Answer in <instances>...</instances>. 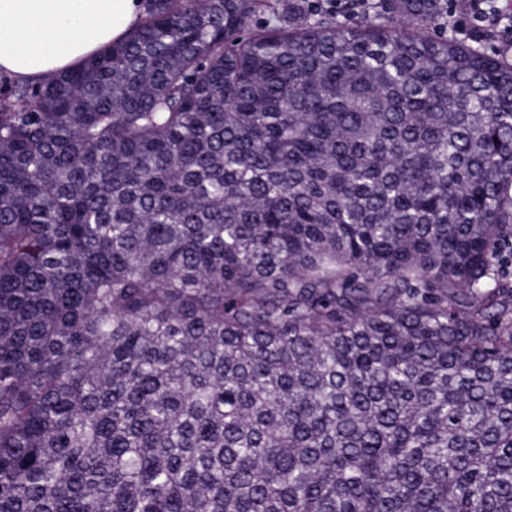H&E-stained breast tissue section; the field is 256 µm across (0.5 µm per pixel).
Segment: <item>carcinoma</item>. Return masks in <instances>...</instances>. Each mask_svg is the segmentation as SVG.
<instances>
[{"label": "carcinoma", "instance_id": "1", "mask_svg": "<svg viewBox=\"0 0 512 512\" xmlns=\"http://www.w3.org/2000/svg\"><path fill=\"white\" fill-rule=\"evenodd\" d=\"M441 10L5 82L0 512H512V64Z\"/></svg>", "mask_w": 512, "mask_h": 512}]
</instances>
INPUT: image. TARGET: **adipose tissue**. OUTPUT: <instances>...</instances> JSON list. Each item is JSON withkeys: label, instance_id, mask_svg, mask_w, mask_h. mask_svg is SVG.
Here are the masks:
<instances>
[{"label": "adipose tissue", "instance_id": "1", "mask_svg": "<svg viewBox=\"0 0 512 512\" xmlns=\"http://www.w3.org/2000/svg\"><path fill=\"white\" fill-rule=\"evenodd\" d=\"M143 16V0H0V72L29 81L70 71Z\"/></svg>", "mask_w": 512, "mask_h": 512}]
</instances>
